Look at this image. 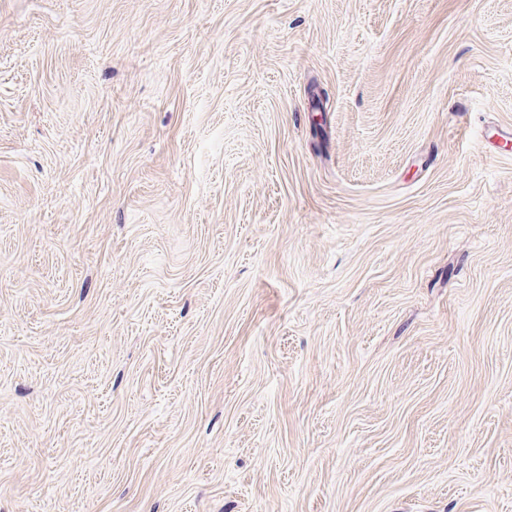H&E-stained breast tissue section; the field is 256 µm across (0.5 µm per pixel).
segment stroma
<instances>
[{
    "mask_svg": "<svg viewBox=\"0 0 512 512\" xmlns=\"http://www.w3.org/2000/svg\"><path fill=\"white\" fill-rule=\"evenodd\" d=\"M501 127L512 0H0V512H512Z\"/></svg>",
    "mask_w": 512,
    "mask_h": 512,
    "instance_id": "35a3bbf8",
    "label": "stroma"
}]
</instances>
